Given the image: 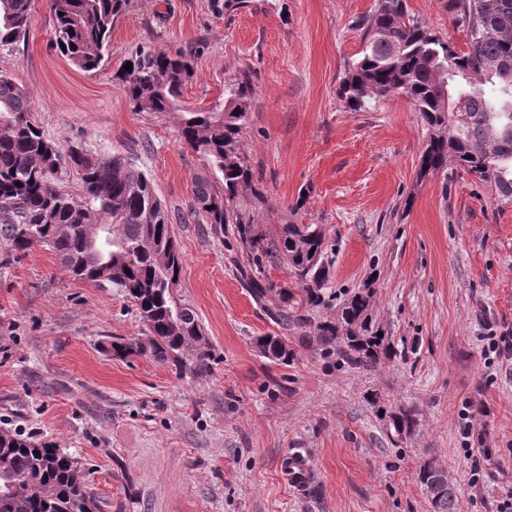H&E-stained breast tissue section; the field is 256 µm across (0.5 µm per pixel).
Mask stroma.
<instances>
[{
	"label": "stroma",
	"mask_w": 512,
	"mask_h": 512,
	"mask_svg": "<svg viewBox=\"0 0 512 512\" xmlns=\"http://www.w3.org/2000/svg\"><path fill=\"white\" fill-rule=\"evenodd\" d=\"M446 4L408 0V10L464 48ZM375 5L247 0L219 15L211 0H131L108 60L87 73L51 48L53 17L33 0L25 41L0 52L48 138L122 155L152 178L183 256L176 295L213 352L199 375L113 357V338L145 330L133 302L70 279L44 246L0 265V431L67 453L102 512H432L418 480L429 462L454 488L455 512H497L512 489V357L493 346L512 336V203L455 167L419 177L427 131L407 98L359 111L340 98ZM142 46L194 50L191 106L251 75L243 146L271 206L264 230L320 225L329 279L313 320L370 288L394 358L366 367L321 351L281 331L275 298H252L245 248L190 215L205 169L175 116L132 111L115 77ZM269 334L293 350L288 364L261 354ZM385 409L415 414L416 427L395 435ZM296 451L313 468L300 487L281 471Z\"/></svg>",
	"instance_id": "obj_1"
}]
</instances>
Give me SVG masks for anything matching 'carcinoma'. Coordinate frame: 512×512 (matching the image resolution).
<instances>
[{
	"mask_svg": "<svg viewBox=\"0 0 512 512\" xmlns=\"http://www.w3.org/2000/svg\"><path fill=\"white\" fill-rule=\"evenodd\" d=\"M130 0H48L54 17L52 44L84 72L98 70L108 50L115 19ZM32 0H0V51L25 39ZM448 13L467 32V49L411 19L406 0H377L363 20L364 47L342 81L339 94L358 111L394 93L414 105L428 140L421 154L422 177L455 165L512 201V0H448ZM132 70L117 74L136 112L179 115L182 141L204 161L206 174L194 183L192 214L222 240L227 231L241 242L254 273L246 275L257 301L278 298L272 318L282 329L303 330L308 319L290 308L318 307L328 280L327 246L317 224L285 223L276 237L261 228L269 200L242 147L253 112L255 87L242 72L224 81V96L207 107L183 104L193 75L183 52L142 47L129 59ZM75 170L81 192L58 185L63 162ZM172 217L146 174L118 156L93 155L79 144L48 139L35 123L28 92L0 73V249L4 261L45 244L72 279L117 288L136 306L146 335L117 337L112 354L151 355L179 370L204 373L211 348L198 315L179 302L175 288L182 254L171 232ZM287 267L302 288L261 277L263 264ZM365 287L342 304L336 319L319 321L312 335L336 345L366 366L394 356L378 336ZM263 356L286 365L292 357L278 336L260 340ZM390 418L394 433L415 425L403 411ZM419 480L433 512H454L455 495L444 471L431 463ZM0 512H100L77 463L49 443L0 434Z\"/></svg>",
	"mask_w": 512,
	"mask_h": 512,
	"instance_id": "1",
	"label": "carcinoma"
}]
</instances>
